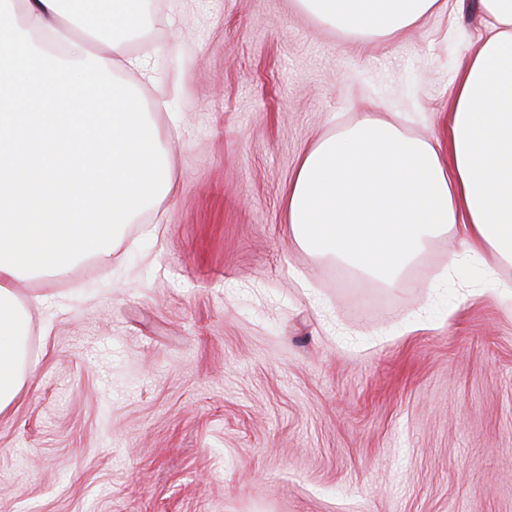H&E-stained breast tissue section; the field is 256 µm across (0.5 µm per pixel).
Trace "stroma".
Returning <instances> with one entry per match:
<instances>
[{
	"label": "stroma",
	"mask_w": 512,
	"mask_h": 512,
	"mask_svg": "<svg viewBox=\"0 0 512 512\" xmlns=\"http://www.w3.org/2000/svg\"><path fill=\"white\" fill-rule=\"evenodd\" d=\"M361 41L294 0H145L125 41L173 190L110 252L19 280L26 370L0 411V512H512V263L393 286L314 260L283 192L367 113L447 139L484 36L448 0Z\"/></svg>",
	"instance_id": "obj_1"
}]
</instances>
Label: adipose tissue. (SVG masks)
<instances>
[{"mask_svg":"<svg viewBox=\"0 0 512 512\" xmlns=\"http://www.w3.org/2000/svg\"><path fill=\"white\" fill-rule=\"evenodd\" d=\"M322 25L398 38L443 0H297ZM485 37L455 78L447 142L367 117L318 139L288 185V232L386 284L457 231L484 265L512 261V0H480ZM143 0H0V411L19 394L29 315L14 281L109 249L173 186V157L118 73ZM80 26L108 54L67 39Z\"/></svg>","mask_w":512,"mask_h":512,"instance_id":"obj_1","label":"adipose tissue"}]
</instances>
